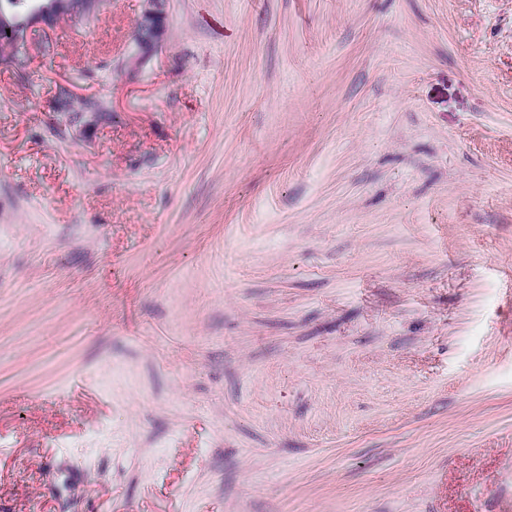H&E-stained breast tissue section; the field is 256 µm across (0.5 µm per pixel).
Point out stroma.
Wrapping results in <instances>:
<instances>
[{"label":"stroma","mask_w":512,"mask_h":512,"mask_svg":"<svg viewBox=\"0 0 512 512\" xmlns=\"http://www.w3.org/2000/svg\"><path fill=\"white\" fill-rule=\"evenodd\" d=\"M142 8L0 53V512H512V0ZM165 0H144L143 12L135 25L134 49L127 59L130 71L137 72L166 40Z\"/></svg>","instance_id":"stroma-1"}]
</instances>
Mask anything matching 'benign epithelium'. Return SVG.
I'll return each mask as SVG.
<instances>
[{
    "label": "benign epithelium",
    "mask_w": 512,
    "mask_h": 512,
    "mask_svg": "<svg viewBox=\"0 0 512 512\" xmlns=\"http://www.w3.org/2000/svg\"><path fill=\"white\" fill-rule=\"evenodd\" d=\"M165 0H144L143 12L135 25L134 49L127 59L130 71H138L161 48L166 40ZM101 0H54L55 7H46L42 0H31L22 19L13 23L0 18V48L9 47L14 53L23 50L28 35L35 26L53 28L63 15L92 16Z\"/></svg>",
    "instance_id": "1"
}]
</instances>
